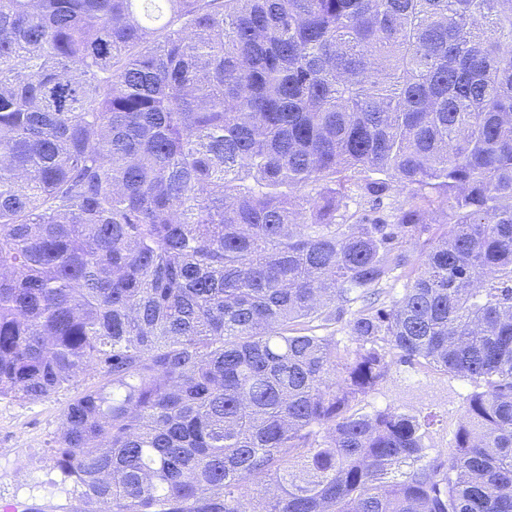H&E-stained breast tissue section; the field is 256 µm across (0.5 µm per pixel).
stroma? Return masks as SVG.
<instances>
[{
    "label": "stroma",
    "mask_w": 512,
    "mask_h": 512,
    "mask_svg": "<svg viewBox=\"0 0 512 512\" xmlns=\"http://www.w3.org/2000/svg\"><path fill=\"white\" fill-rule=\"evenodd\" d=\"M100 377L88 372L71 387L35 401L0 398V505L14 501L37 504L40 512H87L83 500L67 492L53 470L50 450L61 431L69 401ZM470 384L420 365L392 364L383 382L362 397L360 413L395 406L421 417L433 416L426 441L429 454L449 449L460 423Z\"/></svg>",
    "instance_id": "obj_1"
}]
</instances>
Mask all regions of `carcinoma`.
I'll return each mask as SVG.
<instances>
[{"label":"carcinoma","instance_id":"cac0c4a2","mask_svg":"<svg viewBox=\"0 0 512 512\" xmlns=\"http://www.w3.org/2000/svg\"><path fill=\"white\" fill-rule=\"evenodd\" d=\"M394 360L471 384L448 452L353 410ZM92 369L91 512H512V0H0V397ZM370 178H383L387 179L390 184V190L387 193L388 196L383 198V203L380 205V208L377 209V213H372L370 211L371 203H367V200L361 198L359 195L350 194V197L344 200L343 204L346 203V207L340 206V209L336 212V223H346V224H354L358 218L365 213L373 214L375 216H385L389 214L391 208H394L402 203H404L409 196V189L402 187L401 184L397 183L395 179L388 178L384 174H373L367 173ZM411 266L398 267L391 275V278L381 285V300L385 305H391L401 298L405 288L412 281ZM360 307V302L351 303L343 306L339 319L336 322L327 326V328H320L316 332L319 335L335 336L341 352L347 350L353 352L356 350L358 344L354 341L353 337L349 335L347 324L353 318L354 312Z\"/></svg>","mask_w":512,"mask_h":512}]
</instances>
